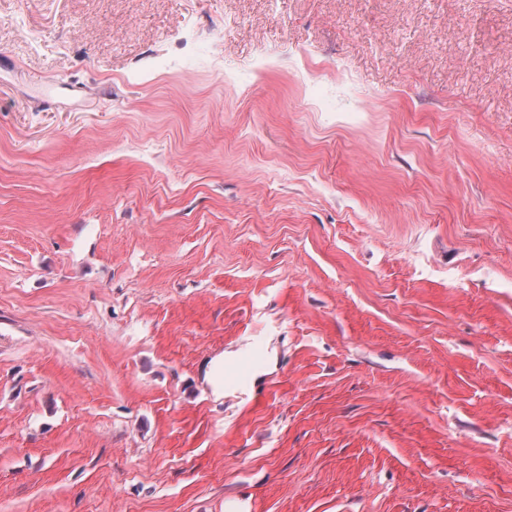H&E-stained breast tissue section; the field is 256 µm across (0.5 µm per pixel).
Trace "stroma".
Returning <instances> with one entry per match:
<instances>
[{"instance_id": "35a3bbf8", "label": "stroma", "mask_w": 512, "mask_h": 512, "mask_svg": "<svg viewBox=\"0 0 512 512\" xmlns=\"http://www.w3.org/2000/svg\"><path fill=\"white\" fill-rule=\"evenodd\" d=\"M241 498L512 512V0H0V512ZM263 337L254 336L249 347L224 368V387L238 394L246 393L257 379V370L265 360Z\"/></svg>"}]
</instances>
